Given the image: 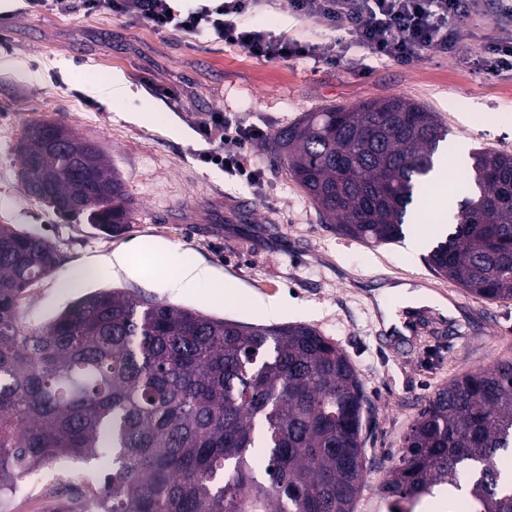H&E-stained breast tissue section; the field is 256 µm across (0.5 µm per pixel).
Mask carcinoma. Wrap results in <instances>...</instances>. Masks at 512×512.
<instances>
[{
  "instance_id": "1",
  "label": "carcinoma",
  "mask_w": 512,
  "mask_h": 512,
  "mask_svg": "<svg viewBox=\"0 0 512 512\" xmlns=\"http://www.w3.org/2000/svg\"><path fill=\"white\" fill-rule=\"evenodd\" d=\"M54 122L22 138L21 181L61 216L106 233L130 209L119 170ZM447 137L402 97L307 112L269 151L336 232L376 245L405 237L409 207ZM454 232L429 267L484 300H512V154L478 149ZM56 254L0 224V496L57 461L110 457L86 512H355L364 482L362 380L335 342L296 323L254 324L102 289L26 323L25 293ZM512 361L440 389L404 437L381 486L389 512L439 488L448 512H512ZM257 458L266 466L259 471Z\"/></svg>"
}]
</instances>
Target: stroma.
<instances>
[{
    "mask_svg": "<svg viewBox=\"0 0 512 512\" xmlns=\"http://www.w3.org/2000/svg\"><path fill=\"white\" fill-rule=\"evenodd\" d=\"M497 0H478L456 52L424 53L408 66L365 56L358 71L309 59L262 60L247 51L189 34H161L129 18L24 12L0 23L11 50L0 53V224L44 237L55 249L54 271L22 302L41 324L100 288H124L206 314L263 323L258 302L282 300L276 320L313 326L344 350L358 371L371 414L363 429L364 488L356 512H388L380 492L401 455L403 438L435 393L464 373L512 358V300L475 298L425 258L440 236L420 230L429 205L416 201L406 241L374 246L337 234L275 163L264 142L251 148L262 169L249 184L203 164L197 113H238L268 134L304 113L402 96L436 112L449 140L512 154V74L474 73L462 63L489 42L512 40L496 21ZM273 34L312 43L332 39L322 22L293 12L289 0H264L250 16ZM125 82L122 98L98 86ZM180 90L166 101L153 92ZM56 122L101 147L120 171L131 202L127 231L110 236L86 216L65 218L29 197L20 177L19 141L29 123ZM175 246L210 266L234 294L213 289L169 293L154 268L127 271L113 255ZM94 270L82 285L63 282L80 264ZM408 284L438 298L435 306L401 307L390 285ZM396 309L410 331L385 333L381 305ZM107 471L95 462L62 461L21 482L10 512H80Z\"/></svg>",
    "mask_w": 512,
    "mask_h": 512,
    "instance_id": "stroma-1",
    "label": "stroma"
}]
</instances>
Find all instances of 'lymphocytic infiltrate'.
Segmentation results:
<instances>
[{
    "mask_svg": "<svg viewBox=\"0 0 512 512\" xmlns=\"http://www.w3.org/2000/svg\"><path fill=\"white\" fill-rule=\"evenodd\" d=\"M27 12L106 14L142 22L160 33L191 34L211 42L234 44L265 60L307 58L328 64L346 61L350 50L410 64L421 52L447 51L467 24L473 0H290L302 17L317 18L337 33L334 40L301 42L285 35L243 24L260 0H193L187 10L171 0H24ZM195 126L207 143L199 159L254 184L261 171L251 147L267 136L266 130L246 124L234 112L199 113Z\"/></svg>",
    "mask_w": 512,
    "mask_h": 512,
    "instance_id": "1",
    "label": "lymphocytic infiltrate"
}]
</instances>
